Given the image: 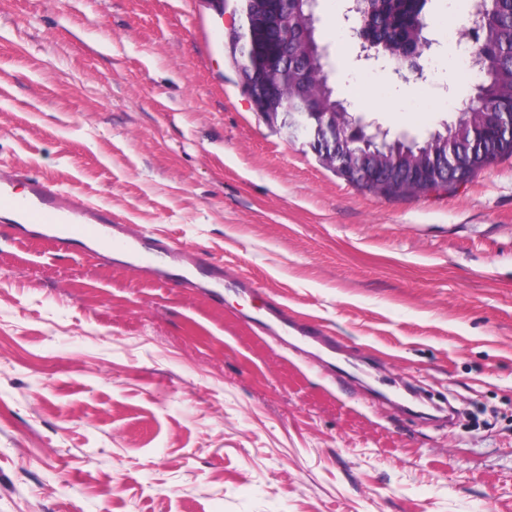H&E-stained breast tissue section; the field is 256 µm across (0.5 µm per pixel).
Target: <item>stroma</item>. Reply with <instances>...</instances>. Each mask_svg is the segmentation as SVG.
<instances>
[{
  "label": "stroma",
  "mask_w": 512,
  "mask_h": 512,
  "mask_svg": "<svg viewBox=\"0 0 512 512\" xmlns=\"http://www.w3.org/2000/svg\"><path fill=\"white\" fill-rule=\"evenodd\" d=\"M476 0H431L423 76L329 85L417 141L473 79ZM211 0H0V166L215 257L166 286L0 215V512H512V158L427 195L347 183L255 112ZM311 321L325 346L297 350Z\"/></svg>",
  "instance_id": "35a3bbf8"
}]
</instances>
